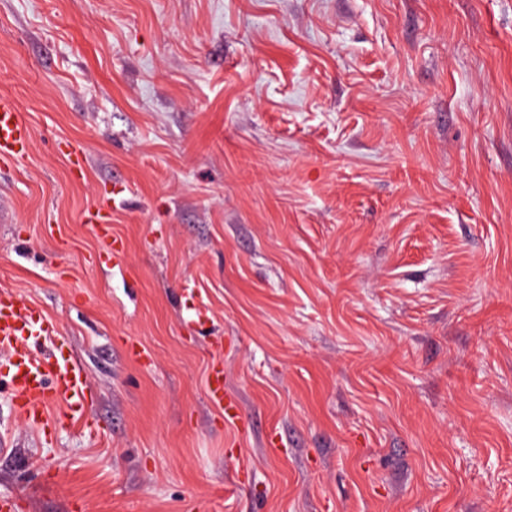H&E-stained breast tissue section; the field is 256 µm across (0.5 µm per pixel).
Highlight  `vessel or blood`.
<instances>
[{
    "instance_id": "vessel-or-blood-1",
    "label": "vessel or blood",
    "mask_w": 512,
    "mask_h": 512,
    "mask_svg": "<svg viewBox=\"0 0 512 512\" xmlns=\"http://www.w3.org/2000/svg\"><path fill=\"white\" fill-rule=\"evenodd\" d=\"M32 130L15 105L0 97V162L24 161L32 147ZM83 223L95 225L106 258H119L123 244L110 231V219L104 205L89 207ZM56 322L30 300L0 290V351L6 352L8 366L4 373L11 403L16 414L27 422L46 426L51 422L49 405L61 403V419L82 415L88 389L83 367L65 355L62 347L43 352V341L58 335ZM211 403L223 411L225 419L239 416L237 403L224 391V368L213 364L207 386Z\"/></svg>"
}]
</instances>
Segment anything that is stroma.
<instances>
[{"mask_svg":"<svg viewBox=\"0 0 512 512\" xmlns=\"http://www.w3.org/2000/svg\"><path fill=\"white\" fill-rule=\"evenodd\" d=\"M1 94L0 290L89 386L0 382L15 512H512V0H0ZM32 130L15 105L6 97H0V162H22L32 147ZM84 224H93L96 226L101 241L100 256L107 259L119 258L123 253V244L120 240L112 237L110 231V219L107 212V206L95 205L89 207L83 214ZM59 336L56 322L30 300L0 290V350L7 353L4 375L13 410L38 427L56 425L81 416L88 389L83 367L65 355L62 345L50 352L42 341ZM63 405L61 414L50 418L49 405ZM207 395L214 406L224 411L226 420H235L239 417L237 403L224 392V367L220 361L211 367Z\"/></svg>","mask_w":512,"mask_h":512,"instance_id":"obj_1","label":"stroma"}]
</instances>
